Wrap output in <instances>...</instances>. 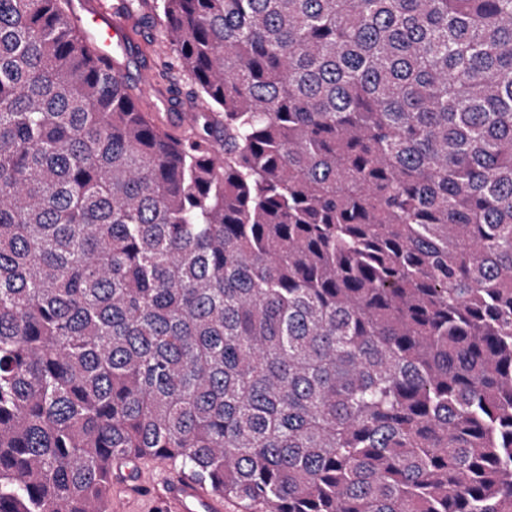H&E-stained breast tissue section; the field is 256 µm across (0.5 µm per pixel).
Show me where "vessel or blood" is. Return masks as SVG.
Masks as SVG:
<instances>
[{"mask_svg": "<svg viewBox=\"0 0 512 512\" xmlns=\"http://www.w3.org/2000/svg\"><path fill=\"white\" fill-rule=\"evenodd\" d=\"M70 11L76 19L91 21L89 33L100 62L111 64L114 47L124 45L130 32L119 20L107 0H71ZM223 496L209 493L195 480L179 477L171 480L162 496L161 512H224Z\"/></svg>", "mask_w": 512, "mask_h": 512, "instance_id": "vessel-or-blood-1", "label": "vessel or blood"}]
</instances>
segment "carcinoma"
Here are the masks:
<instances>
[{"instance_id":"carcinoma-1","label":"carcinoma","mask_w":512,"mask_h":512,"mask_svg":"<svg viewBox=\"0 0 512 512\" xmlns=\"http://www.w3.org/2000/svg\"><path fill=\"white\" fill-rule=\"evenodd\" d=\"M154 17L179 134L0 0V512H512V0ZM144 469V478L138 483L135 480L126 482L119 490L112 486V495L120 499L113 502L114 511L154 512L151 510L155 496L150 495L161 489L162 485L171 480L162 496V512H223L226 511L224 497L209 493L195 480L179 477L178 472L170 466L167 472H156L149 468L150 459L139 460Z\"/></svg>"}]
</instances>
